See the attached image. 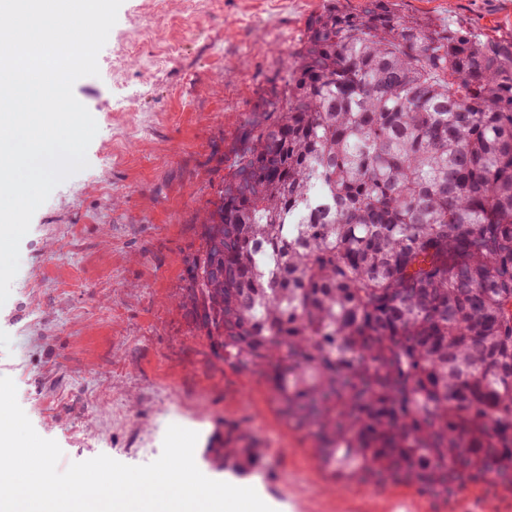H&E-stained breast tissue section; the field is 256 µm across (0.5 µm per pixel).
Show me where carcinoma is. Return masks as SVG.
<instances>
[{
    "label": "carcinoma",
    "instance_id": "cac0c4a2",
    "mask_svg": "<svg viewBox=\"0 0 512 512\" xmlns=\"http://www.w3.org/2000/svg\"><path fill=\"white\" fill-rule=\"evenodd\" d=\"M269 83L201 218L194 331L339 481L512 493V41L329 0ZM261 459L236 425L211 448Z\"/></svg>",
    "mask_w": 512,
    "mask_h": 512
}]
</instances>
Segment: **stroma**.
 Instances as JSON below:
<instances>
[{"instance_id":"stroma-1","label":"stroma","mask_w":512,"mask_h":512,"mask_svg":"<svg viewBox=\"0 0 512 512\" xmlns=\"http://www.w3.org/2000/svg\"><path fill=\"white\" fill-rule=\"evenodd\" d=\"M124 0L74 86L98 124L89 166L57 186L20 246L0 306V376L11 378L60 468L105 454L156 460L169 425L199 435L207 477L246 484L274 512H512V494L477 485L438 498L371 481L336 487L305 431L278 414L264 379L218 361L183 305L200 216L233 159L267 81L300 47L328 0ZM399 10L479 36L512 37V0H396ZM179 51L162 53L169 44ZM248 426L263 457L248 473L215 470L225 423Z\"/></svg>"}]
</instances>
